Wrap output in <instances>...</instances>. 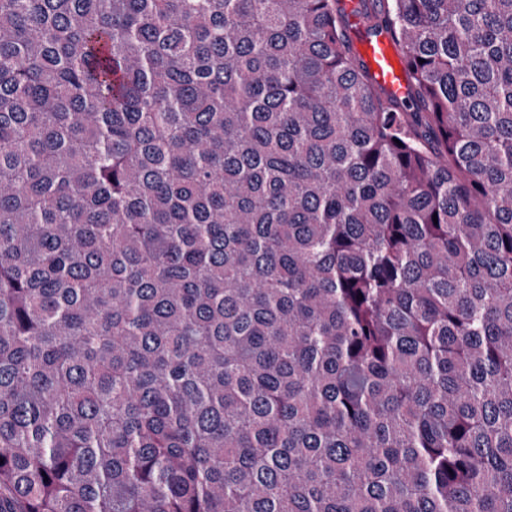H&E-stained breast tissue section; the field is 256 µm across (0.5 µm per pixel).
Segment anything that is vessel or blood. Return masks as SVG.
<instances>
[{
  "mask_svg": "<svg viewBox=\"0 0 512 512\" xmlns=\"http://www.w3.org/2000/svg\"><path fill=\"white\" fill-rule=\"evenodd\" d=\"M356 49L379 84L398 98L406 97L407 67L388 36L378 34L362 38L357 42Z\"/></svg>",
  "mask_w": 512,
  "mask_h": 512,
  "instance_id": "obj_1",
  "label": "vessel or blood"
}]
</instances>
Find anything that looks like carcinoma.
<instances>
[{"label": "carcinoma", "instance_id": "cac0c4a2", "mask_svg": "<svg viewBox=\"0 0 512 512\" xmlns=\"http://www.w3.org/2000/svg\"><path fill=\"white\" fill-rule=\"evenodd\" d=\"M0 0V512H512V0ZM356 49L379 84L397 98L407 96V67L389 36L362 38Z\"/></svg>", "mask_w": 512, "mask_h": 512}]
</instances>
